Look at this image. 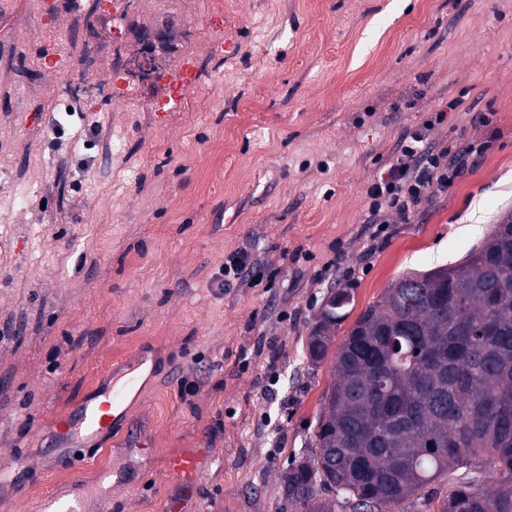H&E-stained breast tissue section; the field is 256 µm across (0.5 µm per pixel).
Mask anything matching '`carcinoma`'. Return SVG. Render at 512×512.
Listing matches in <instances>:
<instances>
[{"label":"carcinoma","instance_id":"1","mask_svg":"<svg viewBox=\"0 0 512 512\" xmlns=\"http://www.w3.org/2000/svg\"><path fill=\"white\" fill-rule=\"evenodd\" d=\"M351 292L328 296L306 339L325 361ZM315 448L292 462L296 512H391L485 455L498 489L462 476L440 512H512V215L461 265L413 273L360 314L336 348Z\"/></svg>","mask_w":512,"mask_h":512}]
</instances>
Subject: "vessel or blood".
Instances as JSON below:
<instances>
[{
	"label": "vessel or blood",
	"mask_w": 512,
	"mask_h": 512,
	"mask_svg": "<svg viewBox=\"0 0 512 512\" xmlns=\"http://www.w3.org/2000/svg\"><path fill=\"white\" fill-rule=\"evenodd\" d=\"M151 369V360L139 353L129 362L111 370L101 398L80 402L74 408L70 417L71 428L90 442L108 435L113 422L124 416L128 398H142L146 390L143 376ZM210 460V453L205 448H183L169 458L167 470L183 490L177 501V512H192L198 476ZM78 505V497L55 490L39 500L36 512H76Z\"/></svg>",
	"instance_id": "b4317fda"
}]
</instances>
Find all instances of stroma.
Returning a JSON list of instances; mask_svg holds the SVG:
<instances>
[{
    "label": "stroma",
    "instance_id": "1",
    "mask_svg": "<svg viewBox=\"0 0 512 512\" xmlns=\"http://www.w3.org/2000/svg\"><path fill=\"white\" fill-rule=\"evenodd\" d=\"M32 0L0 11V512L75 486L169 512L168 458L210 449L199 512H292L332 361L306 337L350 289L344 339L403 274L456 265L512 215V0ZM91 79L41 50L58 33ZM189 57L196 83L169 112ZM481 146L409 223L366 221L406 129ZM252 284L217 287L225 257ZM146 351L147 392L76 471L68 424L104 371ZM142 438L143 447L133 445ZM250 258L245 252H237L228 257L224 262V283L234 280H245L249 270Z\"/></svg>",
    "mask_w": 512,
    "mask_h": 512
}]
</instances>
